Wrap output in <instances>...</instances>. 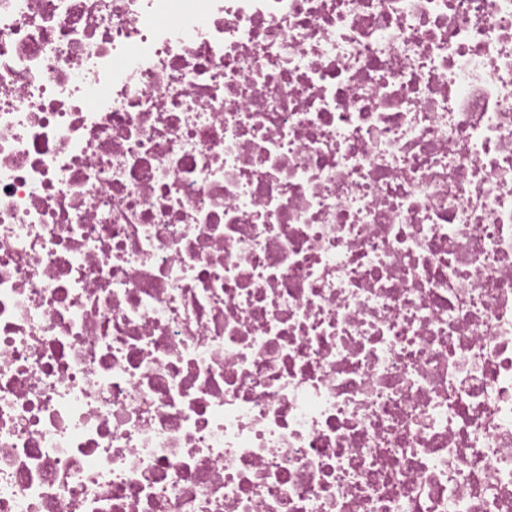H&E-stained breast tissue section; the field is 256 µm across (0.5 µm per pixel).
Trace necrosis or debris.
<instances>
[{
    "mask_svg": "<svg viewBox=\"0 0 512 512\" xmlns=\"http://www.w3.org/2000/svg\"><path fill=\"white\" fill-rule=\"evenodd\" d=\"M0 512H512V0H0Z\"/></svg>",
    "mask_w": 512,
    "mask_h": 512,
    "instance_id": "4bbe7bcc",
    "label": "necrosis or debris"
}]
</instances>
